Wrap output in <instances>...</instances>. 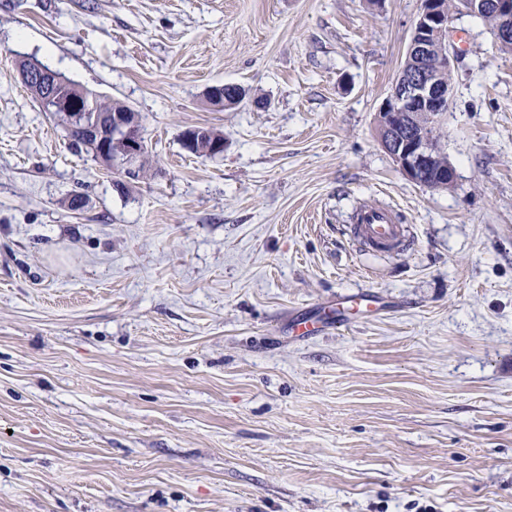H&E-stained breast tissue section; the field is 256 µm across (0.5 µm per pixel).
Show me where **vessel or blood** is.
Returning <instances> with one entry per match:
<instances>
[{"instance_id":"b4317fda","label":"vessel or blood","mask_w":512,"mask_h":512,"mask_svg":"<svg viewBox=\"0 0 512 512\" xmlns=\"http://www.w3.org/2000/svg\"><path fill=\"white\" fill-rule=\"evenodd\" d=\"M350 231L356 242L374 250H399L408 243L405 225L395 210L387 206L360 207Z\"/></svg>"}]
</instances>
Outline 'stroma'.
Returning <instances> with one entry per match:
<instances>
[{"mask_svg":"<svg viewBox=\"0 0 512 512\" xmlns=\"http://www.w3.org/2000/svg\"><path fill=\"white\" fill-rule=\"evenodd\" d=\"M421 2L0 0V512H512V54L452 15L456 180H410L377 119ZM25 58L138 112L148 177L71 152ZM203 129L208 133V135L204 136L205 141H201L200 147L198 145L195 146L196 142L201 140L202 132L199 131V129ZM185 134L183 135V144L185 145V148H190V152L196 155H202L207 156L206 153L202 152V149L206 148L210 144L216 141H224V136L220 132L210 129V128H204V127H197V128H189L184 131ZM195 148H191L194 147ZM350 231L356 242L374 250H401L408 245L406 226L395 210L387 206L360 207Z\"/></svg>","mask_w":512,"mask_h":512,"instance_id":"obj_1","label":"stroma"}]
</instances>
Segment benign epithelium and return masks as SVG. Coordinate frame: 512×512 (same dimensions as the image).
I'll return each instance as SVG.
<instances>
[{"mask_svg": "<svg viewBox=\"0 0 512 512\" xmlns=\"http://www.w3.org/2000/svg\"><path fill=\"white\" fill-rule=\"evenodd\" d=\"M472 13L492 11L500 17L496 30L499 44L512 41V0H469ZM450 17L442 0H424L413 28L406 59L383 107L379 140L400 170L420 183L428 177L442 146L430 134L412 129L419 113L439 115L448 111L451 87L441 80L456 59L448 44ZM22 83L36 91V101L46 112L65 110L69 116L67 134L79 133L94 148L103 169L114 174L113 188L130 191L141 179L145 144L136 127L135 111L118 103L106 115H92L93 101L67 106L60 94L61 79L52 71L32 66L20 71Z\"/></svg>", "mask_w": 512, "mask_h": 512, "instance_id": "benign-epithelium-1", "label": "benign epithelium"}]
</instances>
